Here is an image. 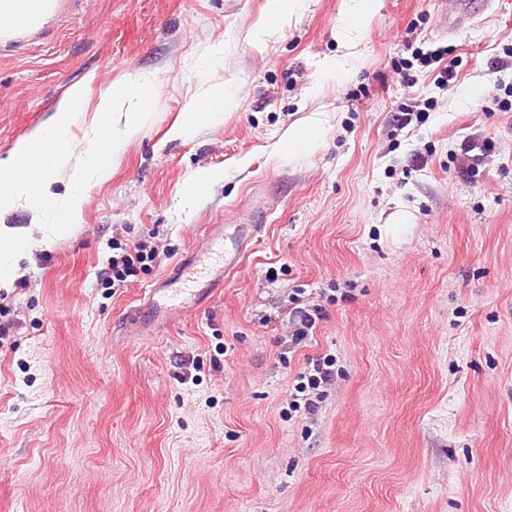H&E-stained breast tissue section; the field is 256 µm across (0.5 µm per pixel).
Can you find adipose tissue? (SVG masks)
I'll return each instance as SVG.
<instances>
[{"instance_id": "1", "label": "adipose tissue", "mask_w": 512, "mask_h": 512, "mask_svg": "<svg viewBox=\"0 0 512 512\" xmlns=\"http://www.w3.org/2000/svg\"><path fill=\"white\" fill-rule=\"evenodd\" d=\"M55 9L56 0H0V41L42 28ZM157 96L153 80L132 79L112 85L90 114L80 89H71L46 121L0 159V215L28 209L36 219L26 227L0 224V288L17 277L27 252L51 247L78 224L92 182L108 177L114 158L151 121L148 103ZM236 107V97L224 85H206L191 98L170 136L181 139L216 125ZM82 124L92 147L80 152L72 129ZM61 173L67 174L68 185L60 195L52 186Z\"/></svg>"}]
</instances>
